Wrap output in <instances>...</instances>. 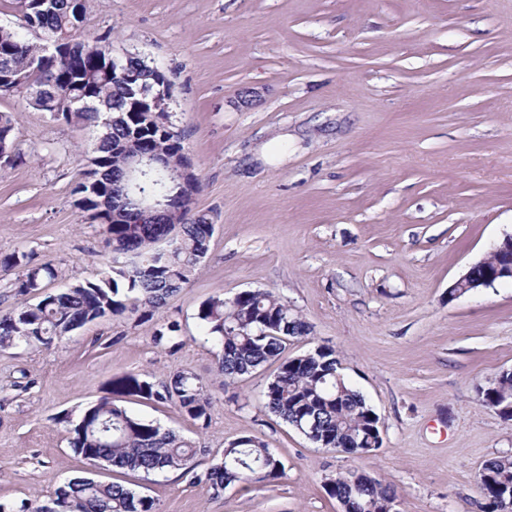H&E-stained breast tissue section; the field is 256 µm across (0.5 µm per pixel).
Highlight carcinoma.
Instances as JSON below:
<instances>
[{"label":"carcinoma","instance_id":"obj_1","mask_svg":"<svg viewBox=\"0 0 512 512\" xmlns=\"http://www.w3.org/2000/svg\"><path fill=\"white\" fill-rule=\"evenodd\" d=\"M79 0H31L28 22L16 27L0 26V48H12L7 61L11 72L34 84L51 89L54 73L46 46L29 39L31 33L47 36L65 33L69 54L61 69L71 72L69 92L80 95L75 82L96 88L104 98L112 124L104 127L98 144L74 188L75 206L90 222L102 228L113 256L104 263L95 282L72 284L54 292L40 293L45 279L55 278L49 262L34 265L26 253L12 254L3 265L22 269L14 282L20 296L39 295L34 304L23 303L0 314V350L49 345L62 341L86 325L127 311L151 318L167 298L188 284L207 257L214 225L203 216L179 226L173 242L162 252L157 243L170 236V225L162 216L153 223L139 224L135 196L140 191L126 183L129 150L157 152L176 163L192 166L183 141L146 112L132 111L134 88L112 69L98 65L112 52L109 36L83 30L84 13ZM120 66L150 80L151 66L135 54L120 57ZM55 120L66 126H100V113L78 106L59 112ZM165 177L153 181L149 194L171 195L183 213L191 212L194 196L200 191L198 177L188 189L174 194ZM197 318L206 339L220 347L218 370L224 381L233 382L271 361L279 362L277 373L266 384L265 408L290 425L313 428L316 444L328 450L352 454L356 442L370 447L372 410L363 395L345 380H336L341 364L330 347L303 355L286 357L288 342L308 335L309 325L279 296L269 291L246 290L231 300L211 298L200 307ZM179 326L169 323L156 329L153 341L159 346L175 344ZM114 390L171 402L189 418L205 423L209 419L211 397L200 380L177 372L155 383L137 375H126L112 382ZM487 406L512 400V373L501 372L480 390ZM68 443L74 454L89 463L100 461L111 468L136 471L145 476L169 470L186 469L196 454L193 441L146 421L110 399L88 406L79 421L68 429ZM285 474V465L266 444L242 436L224 448L223 459L207 473L211 487L222 490L237 483L274 482ZM353 473L340 472L327 492L344 503L348 512L370 503L385 512L398 498L397 489L373 477L357 487ZM484 503L483 512H498L502 502L512 499V455L488 460L477 476ZM34 512H156L155 500L137 494L118 482L95 486L83 477L65 483L55 497L39 504Z\"/></svg>","mask_w":512,"mask_h":512}]
</instances>
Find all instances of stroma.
Listing matches in <instances>:
<instances>
[{
	"instance_id": "1",
	"label": "stroma",
	"mask_w": 512,
	"mask_h": 512,
	"mask_svg": "<svg viewBox=\"0 0 512 512\" xmlns=\"http://www.w3.org/2000/svg\"><path fill=\"white\" fill-rule=\"evenodd\" d=\"M83 28L171 80L170 120L202 183L192 211L214 234L152 319L127 312L0 350L6 512L78 476L124 481L158 512H342L327 483L345 470L394 485L399 512H481L482 464L512 455V420L479 395L512 369V283L448 290L512 231V0H86ZM0 111L24 153L0 172V258L52 263L50 292L98 279L109 251L73 195L98 129L61 126L15 96ZM244 290L276 293L308 323L288 355L335 349L380 418V448H320L270 413L274 366L230 384L216 374L197 313ZM167 322L177 347L152 341ZM180 371L212 396L207 426L112 393L126 374ZM108 396L193 440L189 469L146 477L75 455L65 418ZM242 436L285 474L214 493L206 473Z\"/></svg>"
}]
</instances>
